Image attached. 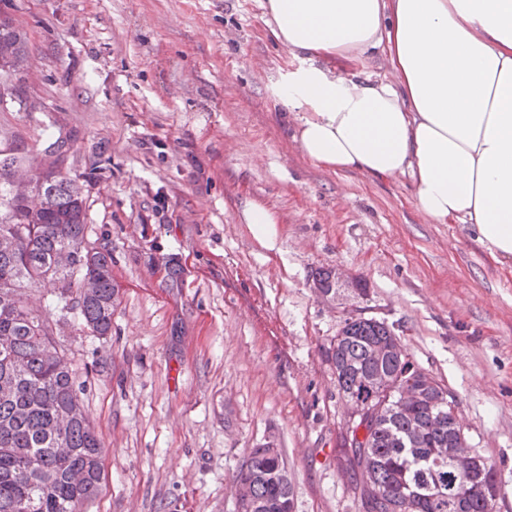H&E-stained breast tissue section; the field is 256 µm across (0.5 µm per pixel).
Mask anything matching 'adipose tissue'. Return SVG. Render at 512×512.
I'll use <instances>...</instances> for the list:
<instances>
[{"label": "adipose tissue", "instance_id": "ef3b65f1", "mask_svg": "<svg viewBox=\"0 0 512 512\" xmlns=\"http://www.w3.org/2000/svg\"><path fill=\"white\" fill-rule=\"evenodd\" d=\"M278 94L315 165L409 178L433 224L512 261V0H262ZM380 59L341 73L331 58Z\"/></svg>", "mask_w": 512, "mask_h": 512}]
</instances>
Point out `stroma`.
<instances>
[{
  "mask_svg": "<svg viewBox=\"0 0 512 512\" xmlns=\"http://www.w3.org/2000/svg\"><path fill=\"white\" fill-rule=\"evenodd\" d=\"M27 62L0 102V152L64 140L88 174L90 246L112 250L111 336L61 327L105 445L83 512H235L250 449L282 448L296 512H358L342 471L345 406L322 355L344 311L393 325L458 404L512 512V261L431 224L407 180L302 156L276 92L292 58L260 0H0ZM278 217L273 248L241 221ZM175 258L184 285L166 287ZM365 284L319 297L322 268ZM241 219L248 224L257 241L266 248H273L278 218L269 208L254 201L246 202L241 211Z\"/></svg>",
  "mask_w": 512,
  "mask_h": 512,
  "instance_id": "35a3bbf8",
  "label": "stroma"
}]
</instances>
